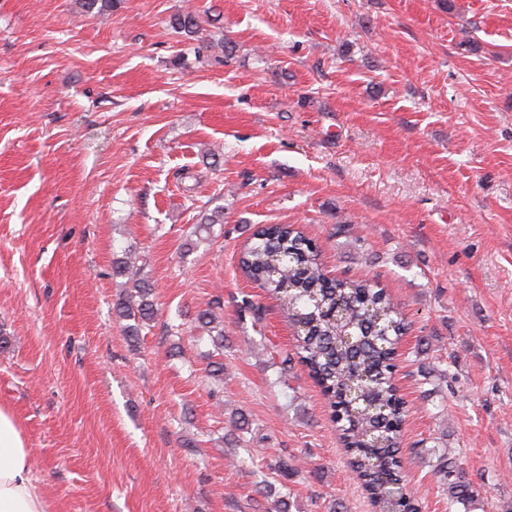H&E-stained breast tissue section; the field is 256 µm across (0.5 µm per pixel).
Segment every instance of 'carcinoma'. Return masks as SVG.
Listing matches in <instances>:
<instances>
[{
  "instance_id": "cac0c4a2",
  "label": "carcinoma",
  "mask_w": 512,
  "mask_h": 512,
  "mask_svg": "<svg viewBox=\"0 0 512 512\" xmlns=\"http://www.w3.org/2000/svg\"><path fill=\"white\" fill-rule=\"evenodd\" d=\"M173 27L196 33L192 13L177 16ZM224 223L216 211L194 226L201 240L215 224ZM248 278L283 303L294 328L295 351L283 357L282 371L293 361L304 366L332 409L347 464L361 482L374 512H421L415 496L391 501L402 479L401 432L406 403L394 382L400 338L407 323L385 289L366 280H340L325 272L316 246L291 224L259 228L239 260ZM123 279V293L115 303L118 318L133 341L141 328L155 321L158 308L154 284L140 274L137 257L127 256L112 266ZM217 301L198 311L193 329L207 335L213 346L208 354V375L224 381V320ZM437 472L448 482V510L467 508L470 485L462 476L456 456L438 458Z\"/></svg>"
}]
</instances>
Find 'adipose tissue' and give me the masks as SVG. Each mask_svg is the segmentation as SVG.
<instances>
[{"mask_svg":"<svg viewBox=\"0 0 512 512\" xmlns=\"http://www.w3.org/2000/svg\"><path fill=\"white\" fill-rule=\"evenodd\" d=\"M0 512H53L31 475V452L13 413L0 407Z\"/></svg>","mask_w":512,"mask_h":512,"instance_id":"1","label":"adipose tissue"}]
</instances>
